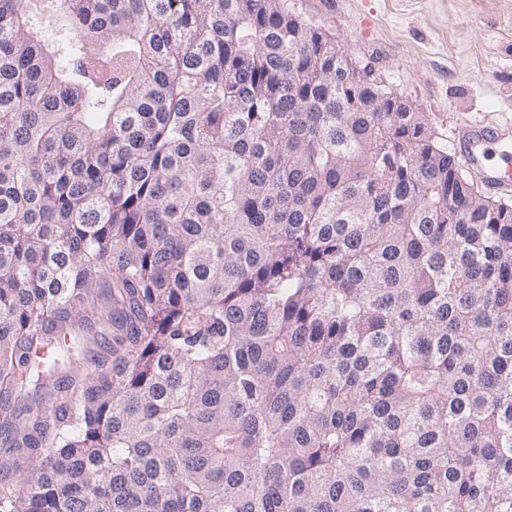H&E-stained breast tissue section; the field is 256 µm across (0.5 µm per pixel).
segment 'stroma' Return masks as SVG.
<instances>
[{
    "mask_svg": "<svg viewBox=\"0 0 512 512\" xmlns=\"http://www.w3.org/2000/svg\"><path fill=\"white\" fill-rule=\"evenodd\" d=\"M444 143L460 122H512V0H296Z\"/></svg>",
    "mask_w": 512,
    "mask_h": 512,
    "instance_id": "1",
    "label": "stroma"
}]
</instances>
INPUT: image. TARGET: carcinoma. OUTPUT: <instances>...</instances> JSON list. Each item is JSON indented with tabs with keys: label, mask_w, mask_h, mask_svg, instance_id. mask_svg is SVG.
<instances>
[{
	"label": "carcinoma",
	"mask_w": 512,
	"mask_h": 512,
	"mask_svg": "<svg viewBox=\"0 0 512 512\" xmlns=\"http://www.w3.org/2000/svg\"><path fill=\"white\" fill-rule=\"evenodd\" d=\"M294 0H0V512H512V206Z\"/></svg>",
	"instance_id": "obj_1"
}]
</instances>
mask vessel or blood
<instances>
[{
  "label": "vessel or blood",
  "mask_w": 512,
  "mask_h": 512,
  "mask_svg": "<svg viewBox=\"0 0 512 512\" xmlns=\"http://www.w3.org/2000/svg\"><path fill=\"white\" fill-rule=\"evenodd\" d=\"M463 158L476 178L490 192L512 194V152L506 143L512 142V127L501 128L486 124H460L454 129ZM500 148L501 164L489 161L493 148Z\"/></svg>",
  "instance_id": "vessel-or-blood-1"
}]
</instances>
